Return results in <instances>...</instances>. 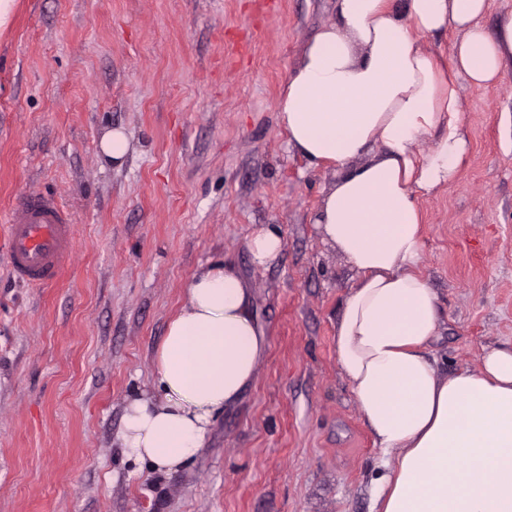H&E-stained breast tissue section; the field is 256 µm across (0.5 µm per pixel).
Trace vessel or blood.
<instances>
[{
  "label": "vessel or blood",
  "mask_w": 512,
  "mask_h": 512,
  "mask_svg": "<svg viewBox=\"0 0 512 512\" xmlns=\"http://www.w3.org/2000/svg\"><path fill=\"white\" fill-rule=\"evenodd\" d=\"M8 252L17 278L36 287L54 284L74 257V228L49 194H28L9 210Z\"/></svg>",
  "instance_id": "b4317fda"
}]
</instances>
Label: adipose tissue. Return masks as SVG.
<instances>
[{
    "instance_id": "obj_1",
    "label": "adipose tissue",
    "mask_w": 512,
    "mask_h": 512,
    "mask_svg": "<svg viewBox=\"0 0 512 512\" xmlns=\"http://www.w3.org/2000/svg\"><path fill=\"white\" fill-rule=\"evenodd\" d=\"M486 9L336 0L337 22L310 39L276 107L289 145L334 171L316 223L357 274L336 321L337 362L375 445L394 458L373 483V512H512V346L487 351L479 372L440 375L426 351L438 297L419 270L417 199L448 185L467 149L456 80L488 86L512 63V9L493 36L478 23ZM448 29L446 61L422 40ZM266 347L234 266L197 271L155 351L154 393L125 407L127 455L164 475L193 460Z\"/></svg>"
}]
</instances>
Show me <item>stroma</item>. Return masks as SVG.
<instances>
[{"label":"stroma","mask_w":512,"mask_h":512,"mask_svg":"<svg viewBox=\"0 0 512 512\" xmlns=\"http://www.w3.org/2000/svg\"><path fill=\"white\" fill-rule=\"evenodd\" d=\"M336 20V0H17L0 30V512H371L382 453L336 360L355 274L315 224L332 174L276 120ZM458 90L468 150L417 200L441 316L428 351L448 376L512 343V72ZM114 127L132 142L119 166L99 146ZM35 191L76 239L41 288L8 258L9 209ZM264 227L284 249L260 267ZM219 261L249 282L267 350L200 454L162 475L126 455L124 408ZM284 247L282 238L273 231L262 229L252 235L249 250L257 266H266L276 260Z\"/></svg>","instance_id":"obj_1"}]
</instances>
